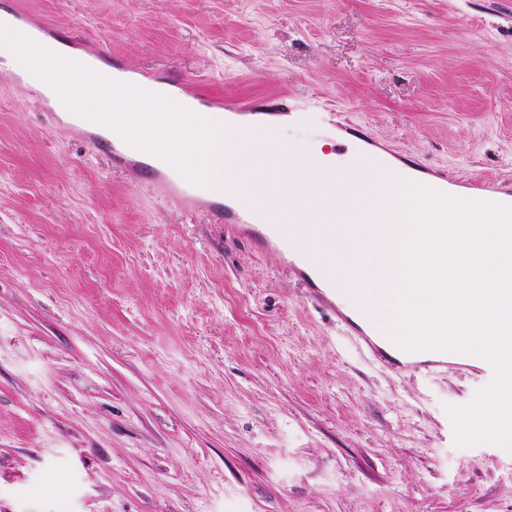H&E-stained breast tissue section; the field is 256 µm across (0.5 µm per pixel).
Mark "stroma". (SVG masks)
<instances>
[{"label": "stroma", "mask_w": 512, "mask_h": 512, "mask_svg": "<svg viewBox=\"0 0 512 512\" xmlns=\"http://www.w3.org/2000/svg\"><path fill=\"white\" fill-rule=\"evenodd\" d=\"M54 38L294 135L366 136L512 191V0H0ZM0 82V512H512V452L456 445L493 380L402 372L282 251L113 169ZM142 81L145 86H152V83L163 77L172 86L177 89L178 96L174 99L176 103L183 107V100H195L198 102H206L208 105L214 104L220 107H224V110L231 115H237L239 112H246L253 108V102L248 100L238 101H225L217 98H206L203 93L196 91V89L183 78L175 77L170 73H142Z\"/></svg>", "instance_id": "obj_1"}]
</instances>
